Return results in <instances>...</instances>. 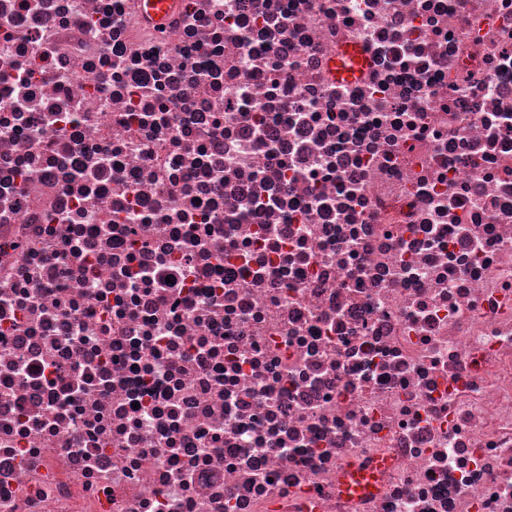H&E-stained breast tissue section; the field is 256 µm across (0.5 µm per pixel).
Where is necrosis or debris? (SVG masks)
Wrapping results in <instances>:
<instances>
[{"mask_svg":"<svg viewBox=\"0 0 512 512\" xmlns=\"http://www.w3.org/2000/svg\"><path fill=\"white\" fill-rule=\"evenodd\" d=\"M0 512H512V0H0ZM174 3V0H138L136 3V12H144L160 26L164 24ZM368 57L361 44L340 47L331 59V76L338 82H352L365 76Z\"/></svg>","mask_w":512,"mask_h":512,"instance_id":"necrosis-or-debris-1","label":"necrosis or debris"}]
</instances>
